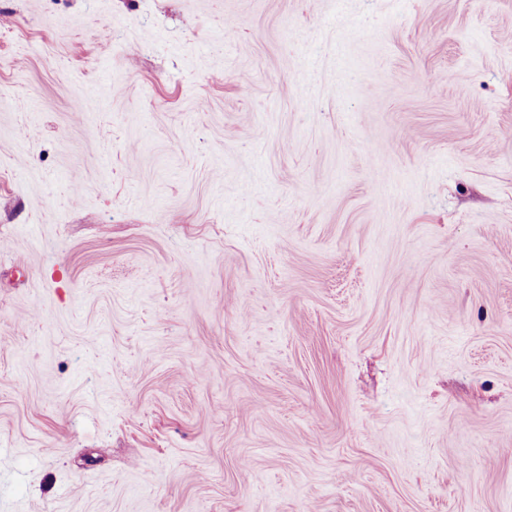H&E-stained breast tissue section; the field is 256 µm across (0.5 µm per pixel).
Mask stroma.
<instances>
[{"mask_svg": "<svg viewBox=\"0 0 512 512\" xmlns=\"http://www.w3.org/2000/svg\"><path fill=\"white\" fill-rule=\"evenodd\" d=\"M0 512H512V0H0Z\"/></svg>", "mask_w": 512, "mask_h": 512, "instance_id": "35a3bbf8", "label": "stroma"}]
</instances>
